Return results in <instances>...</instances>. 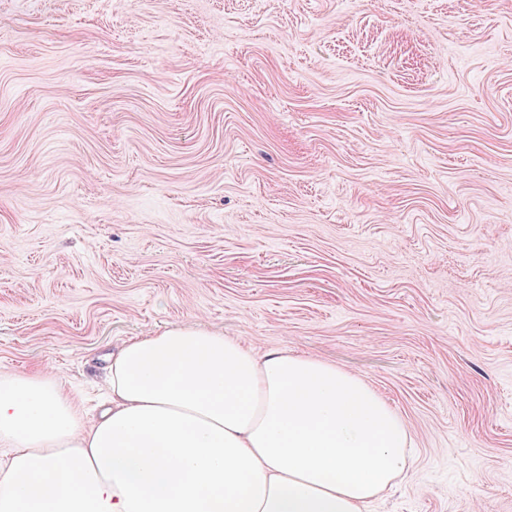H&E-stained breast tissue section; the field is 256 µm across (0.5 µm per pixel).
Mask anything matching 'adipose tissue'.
<instances>
[{
    "label": "adipose tissue",
    "mask_w": 512,
    "mask_h": 512,
    "mask_svg": "<svg viewBox=\"0 0 512 512\" xmlns=\"http://www.w3.org/2000/svg\"><path fill=\"white\" fill-rule=\"evenodd\" d=\"M88 417L0 375V512H366L410 465L401 416L310 356L176 324L127 340Z\"/></svg>",
    "instance_id": "ef3b65f1"
}]
</instances>
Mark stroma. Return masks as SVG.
Instances as JSON below:
<instances>
[{
    "label": "stroma",
    "instance_id": "obj_1",
    "mask_svg": "<svg viewBox=\"0 0 512 512\" xmlns=\"http://www.w3.org/2000/svg\"><path fill=\"white\" fill-rule=\"evenodd\" d=\"M178 323L385 398L373 512H512V0H0V372Z\"/></svg>",
    "mask_w": 512,
    "mask_h": 512
}]
</instances>
